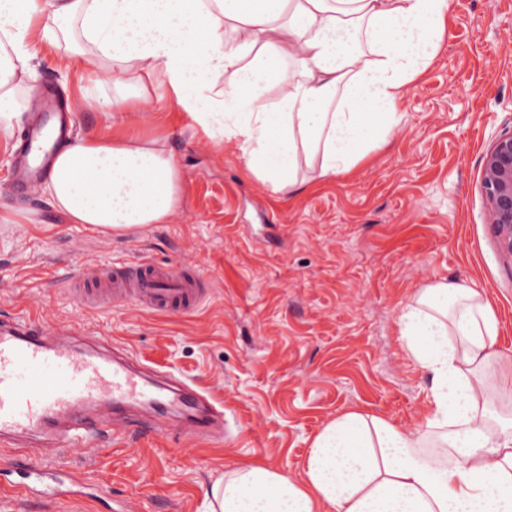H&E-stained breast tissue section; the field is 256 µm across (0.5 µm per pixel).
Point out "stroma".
Segmentation results:
<instances>
[{
    "label": "stroma",
    "mask_w": 512,
    "mask_h": 512,
    "mask_svg": "<svg viewBox=\"0 0 512 512\" xmlns=\"http://www.w3.org/2000/svg\"><path fill=\"white\" fill-rule=\"evenodd\" d=\"M38 83L56 85L74 129L112 135V85L66 73L35 46ZM144 135L183 166L169 224L124 236L70 224L43 193L14 196L12 140L0 137V205L34 224L0 223V317L94 331L224 405L223 439L162 427L106 447H49L36 463L84 475L131 512H207L224 470L270 464L299 475L324 422L350 409L411 430L431 380L401 348L398 314L413 288L468 279L493 304L498 347L512 354V258L486 222V152L512 130V0H450L434 63L412 83L391 140L359 169L293 198L218 158L168 100ZM149 260L211 282L187 315L128 304L89 307L88 272Z\"/></svg>",
    "instance_id": "stroma-1"
}]
</instances>
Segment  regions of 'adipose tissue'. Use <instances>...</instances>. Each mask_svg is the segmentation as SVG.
I'll return each instance as SVG.
<instances>
[{
  "label": "adipose tissue",
  "instance_id": "ef3b65f1",
  "mask_svg": "<svg viewBox=\"0 0 512 512\" xmlns=\"http://www.w3.org/2000/svg\"><path fill=\"white\" fill-rule=\"evenodd\" d=\"M449 0H0V135L32 103L36 42L69 45L112 98L122 134H85L57 153L44 191L68 223L123 234L168 224L182 168L164 140L125 135L154 122L143 81L175 101L217 151L272 192L296 195L349 173L397 130L407 86L433 62ZM401 347L431 378L419 425L352 409L314 437L299 477L242 465L217 477L209 512H512V356L472 282L413 289ZM438 452L425 454L428 444Z\"/></svg>",
  "mask_w": 512,
  "mask_h": 512
}]
</instances>
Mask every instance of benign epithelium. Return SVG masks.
<instances>
[{
    "label": "benign epithelium",
    "instance_id": "7a95c632",
    "mask_svg": "<svg viewBox=\"0 0 512 512\" xmlns=\"http://www.w3.org/2000/svg\"><path fill=\"white\" fill-rule=\"evenodd\" d=\"M481 186L487 204L486 220L512 258V131L501 134L487 152Z\"/></svg>",
    "mask_w": 512,
    "mask_h": 512
}]
</instances>
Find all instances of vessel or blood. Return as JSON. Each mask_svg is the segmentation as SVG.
<instances>
[{"instance_id":"obj_1","label":"vessel or blood","mask_w":512,"mask_h":512,"mask_svg":"<svg viewBox=\"0 0 512 512\" xmlns=\"http://www.w3.org/2000/svg\"><path fill=\"white\" fill-rule=\"evenodd\" d=\"M70 133L57 96H50L47 111L29 114L16 146L13 192L34 191L49 177L55 151ZM207 292L208 283L199 275L151 261L101 268L75 290L88 306L132 303L173 314L196 310ZM174 397L185 412L180 420L185 434L209 436L223 424V405L174 375L155 384L127 355L78 349L68 330L49 333L24 318L0 319V444L16 447L11 486L29 501L68 498V486H82L83 480L76 474L65 480L50 474L18 450L20 439L106 446L169 417Z\"/></svg>"}]
</instances>
